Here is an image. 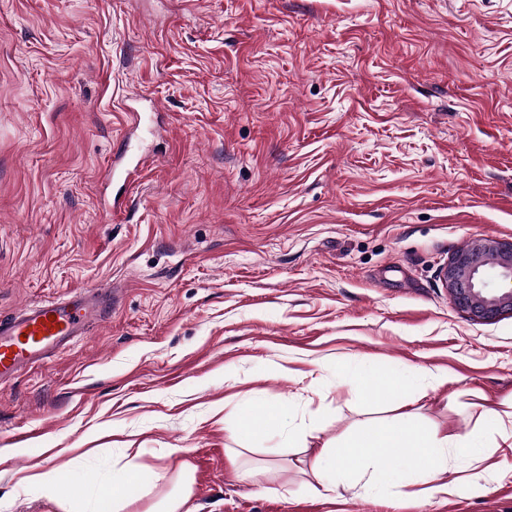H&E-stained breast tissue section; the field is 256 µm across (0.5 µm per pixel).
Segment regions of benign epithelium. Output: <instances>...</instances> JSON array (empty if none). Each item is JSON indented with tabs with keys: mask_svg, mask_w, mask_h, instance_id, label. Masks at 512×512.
<instances>
[{
	"mask_svg": "<svg viewBox=\"0 0 512 512\" xmlns=\"http://www.w3.org/2000/svg\"><path fill=\"white\" fill-rule=\"evenodd\" d=\"M495 256L487 269L484 256ZM455 306L475 320L512 313V242L480 239L452 254L440 270Z\"/></svg>",
	"mask_w": 512,
	"mask_h": 512,
	"instance_id": "obj_1",
	"label": "benign epithelium"
}]
</instances>
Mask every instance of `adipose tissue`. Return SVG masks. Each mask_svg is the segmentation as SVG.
Returning a JSON list of instances; mask_svg holds the SVG:
<instances>
[{
	"label": "adipose tissue",
	"mask_w": 512,
	"mask_h": 512,
	"mask_svg": "<svg viewBox=\"0 0 512 512\" xmlns=\"http://www.w3.org/2000/svg\"><path fill=\"white\" fill-rule=\"evenodd\" d=\"M287 427V410L271 405L263 415H247L242 424L229 427L228 432L234 438L245 436L257 440L273 430L286 431ZM448 444V435L440 429L427 430L400 416L374 423L339 446H323L310 466V474L317 484H332L345 466L355 461L360 466L371 467V488L397 486L411 477L433 475L448 451ZM386 451L401 457L400 468L375 466V458ZM140 478V465L131 462L124 470L113 473L111 481L89 479L91 498L85 512H129L145 494Z\"/></svg>",
	"instance_id": "1"
}]
</instances>
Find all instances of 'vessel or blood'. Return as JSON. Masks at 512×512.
I'll list each match as a JSON object with an SVG mask.
<instances>
[{"mask_svg": "<svg viewBox=\"0 0 512 512\" xmlns=\"http://www.w3.org/2000/svg\"><path fill=\"white\" fill-rule=\"evenodd\" d=\"M104 304V291L85 288L0 319V384L33 364L58 357L101 322Z\"/></svg>", "mask_w": 512, "mask_h": 512, "instance_id": "1", "label": "vessel or blood"}]
</instances>
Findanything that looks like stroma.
I'll use <instances>...</instances> for the list:
<instances>
[{
    "label": "stroma",
    "instance_id": "1",
    "mask_svg": "<svg viewBox=\"0 0 512 512\" xmlns=\"http://www.w3.org/2000/svg\"><path fill=\"white\" fill-rule=\"evenodd\" d=\"M130 140L150 163L109 212ZM477 239L512 241V0H0V316L115 294L0 385V512H80L20 478L108 482L131 448L195 512H512V451L467 442L512 413V314L439 277ZM265 402L290 436L243 481L226 428ZM408 413L456 441L434 478L307 486Z\"/></svg>",
    "mask_w": 512,
    "mask_h": 512
}]
</instances>
